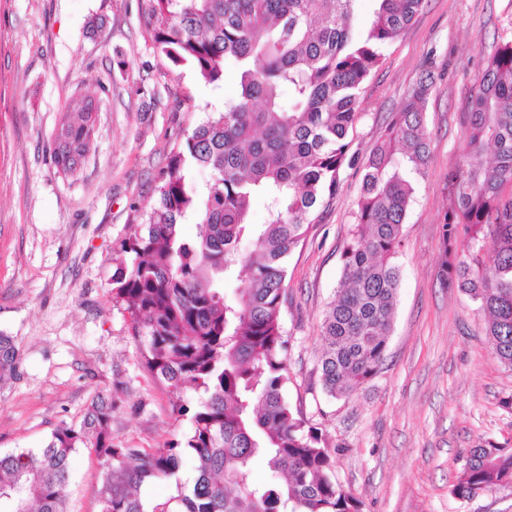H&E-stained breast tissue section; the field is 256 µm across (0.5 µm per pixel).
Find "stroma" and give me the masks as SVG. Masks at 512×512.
Listing matches in <instances>:
<instances>
[{"instance_id": "1", "label": "stroma", "mask_w": 512, "mask_h": 512, "mask_svg": "<svg viewBox=\"0 0 512 512\" xmlns=\"http://www.w3.org/2000/svg\"><path fill=\"white\" fill-rule=\"evenodd\" d=\"M147 0H0V334L20 351L0 378V453L43 447L61 423L109 396L115 442L160 448L182 440L166 386L143 366L130 316L112 293L120 248L155 205L160 171L180 129L225 99L153 47ZM512 42V0H423L382 51L360 94L350 152L330 203L317 208L289 256L281 323L288 341L285 396L337 445V481L362 512H512V486L470 501L452 484L470 449L512 448V369L494 358L472 298L438 279L448 173L468 139L462 114L485 60ZM430 157L395 258L402 278L382 371L348 398L318 384L323 316L340 286L341 253L357 222L370 152L423 78ZM149 94H132L135 86ZM92 102L96 134L71 175L54 164L69 104ZM104 466L74 455L68 512H99Z\"/></svg>"}]
</instances>
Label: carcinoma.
Wrapping results in <instances>:
<instances>
[{
	"instance_id": "1",
	"label": "carcinoma",
	"mask_w": 512,
	"mask_h": 512,
	"mask_svg": "<svg viewBox=\"0 0 512 512\" xmlns=\"http://www.w3.org/2000/svg\"><path fill=\"white\" fill-rule=\"evenodd\" d=\"M359 0H149L156 51L188 66L205 85L236 94L177 134L158 200L123 252L112 293L130 314L144 367L177 399L196 397L183 442L132 448L112 439V397L91 401L82 420L62 423L44 447L0 453V512H66L61 489L79 448L106 470L100 512H362L334 474L330 445L285 397L288 341L280 322L286 259L312 216L336 195L349 155L359 92L422 0H370L357 29ZM424 80L370 156L357 224L342 251V285L322 324L320 384L335 399L380 372L391 335L401 271L394 263L415 192L412 174L430 154ZM87 106L64 115L70 139L57 166L76 170L91 148ZM469 136L448 173L453 202L442 225L438 276L462 289L487 317L495 358L512 369V43L488 58L465 113ZM209 173L204 188L192 184ZM263 201V223L250 221ZM194 221L196 238L181 234ZM18 349L0 334V377ZM196 462L180 476L184 457ZM264 456L272 478L251 465ZM173 481L174 494L144 501L141 487ZM512 480V449L472 448L453 493L470 500Z\"/></svg>"
}]
</instances>
